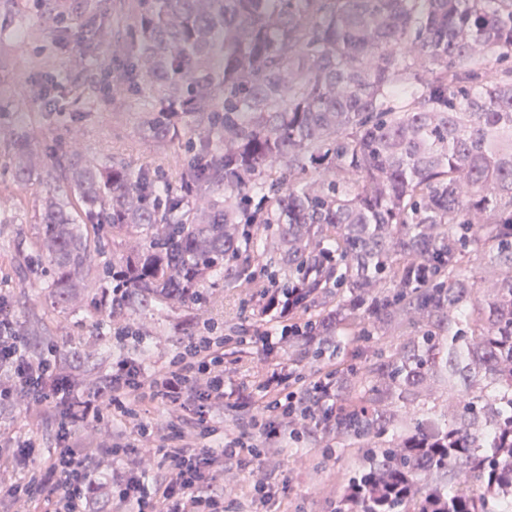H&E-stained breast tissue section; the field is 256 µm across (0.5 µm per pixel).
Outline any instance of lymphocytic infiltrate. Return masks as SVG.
<instances>
[{
	"mask_svg": "<svg viewBox=\"0 0 512 512\" xmlns=\"http://www.w3.org/2000/svg\"><path fill=\"white\" fill-rule=\"evenodd\" d=\"M182 341L183 352L158 372H149L136 358L118 360L94 394L83 399L74 394L53 351L31 350L13 311L0 298V407L20 404L32 415L53 403L63 407L55 419L48 465H34L35 440L15 438L10 454L24 475L0 479V502H8L10 512H224V464L251 441L242 432L225 438L221 449L207 447V423L224 404H249L253 392L247 384L230 382L223 339L190 332ZM292 378L275 369L261 384L274 405L263 424L266 437H277L280 426L297 417L299 401L286 403L281 396ZM144 398L179 407L194 432L170 434L142 421L121 442L113 440L108 428L88 438L78 436L77 423L100 417V401H107L112 417L133 419L135 403ZM150 444L161 460L159 474L149 480L141 464Z\"/></svg>",
	"mask_w": 512,
	"mask_h": 512,
	"instance_id": "obj_1",
	"label": "lymphocytic infiltrate"
}]
</instances>
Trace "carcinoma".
Returning a JSON list of instances; mask_svg holds the SVG:
<instances>
[{
  "label": "carcinoma",
  "mask_w": 512,
  "mask_h": 512,
  "mask_svg": "<svg viewBox=\"0 0 512 512\" xmlns=\"http://www.w3.org/2000/svg\"><path fill=\"white\" fill-rule=\"evenodd\" d=\"M69 0H53L60 32ZM144 134L204 135L178 189L73 153L35 246L65 309L192 307L213 280L301 288L299 360L336 367V440L363 448L351 512H512V0H131ZM106 13L86 5L95 49ZM12 179L38 175L28 135ZM112 242V261L96 263ZM486 260L482 282L463 258ZM435 400L425 407L423 398ZM442 400L436 404V400ZM377 481L397 490L369 492Z\"/></svg>",
  "instance_id": "carcinoma-1"
}]
</instances>
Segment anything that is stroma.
Returning a JSON list of instances; mask_svg holds the SVG:
<instances>
[{
    "label": "stroma",
    "mask_w": 512,
    "mask_h": 512,
    "mask_svg": "<svg viewBox=\"0 0 512 512\" xmlns=\"http://www.w3.org/2000/svg\"><path fill=\"white\" fill-rule=\"evenodd\" d=\"M124 0H107L103 9L110 24L94 52L77 43V27L69 25L61 40L43 37L35 13L15 16L0 12L10 34L0 40V295L12 306L21 334L38 348L52 347L71 373L78 394L88 395L112 371L122 357L141 359L149 370L159 369L179 351L183 329L210 328L215 336H253L279 333L278 323L258 312L261 289L242 290L217 286L209 289L201 308L165 310L135 308L123 315L124 325L140 334L139 340H120L112 328L98 326L89 315L95 300L87 294L63 312L54 310L45 292L42 260L33 245L36 215L42 199L57 189L48 180L57 160L69 145L101 158L115 156L132 167L147 168L167 187L181 182V160L197 142L199 130L189 129L167 149H159L146 137L140 118L147 102L137 87L112 93V70L127 64L126 56L112 53L113 41L130 39L127 21L119 9ZM25 127L45 177L19 186L10 174L11 156L6 149L13 131ZM365 337L342 339L339 350H328L318 360L296 361L288 348L266 355L261 345L228 349L224 364L233 383L253 387L250 414L262 411L268 397L258 386L271 369L285 366L317 378L337 359L369 355ZM55 409L43 416L29 415L23 406L0 410V434L30 437L40 444L37 464L53 453L52 420ZM277 451H261L237 471L236 489L225 495L224 512H348L345 486L361 465L360 448L337 443L329 424L313 429L310 436L295 439L282 430ZM269 484L268 502L254 497L255 482Z\"/></svg>",
    "instance_id": "35a3bbf8"
}]
</instances>
